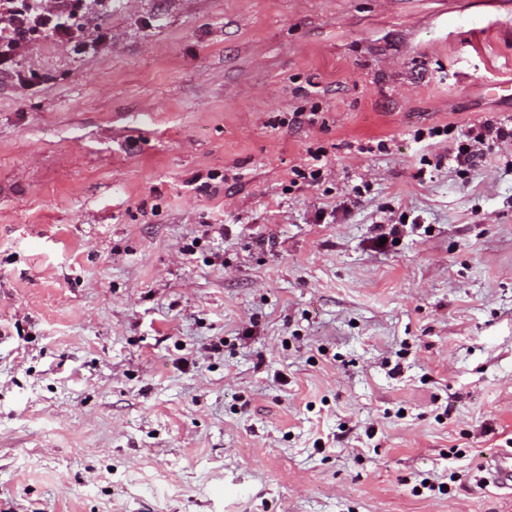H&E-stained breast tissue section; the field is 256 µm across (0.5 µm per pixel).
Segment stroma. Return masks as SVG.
<instances>
[{"label": "stroma", "instance_id": "stroma-1", "mask_svg": "<svg viewBox=\"0 0 512 512\" xmlns=\"http://www.w3.org/2000/svg\"><path fill=\"white\" fill-rule=\"evenodd\" d=\"M510 78L512 0H89L14 49L0 512H512V150L446 133ZM486 482L512 495V449L499 451L487 467Z\"/></svg>", "mask_w": 512, "mask_h": 512}]
</instances>
